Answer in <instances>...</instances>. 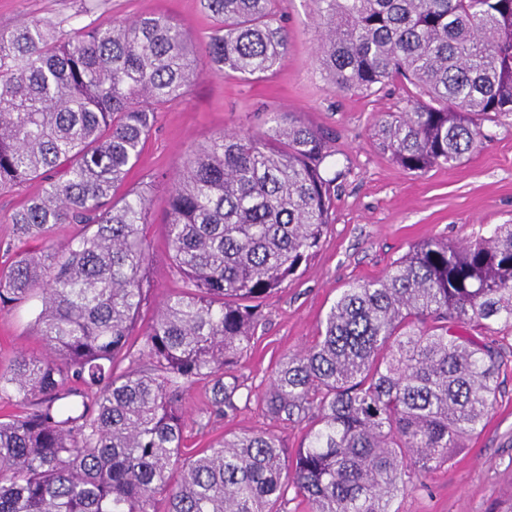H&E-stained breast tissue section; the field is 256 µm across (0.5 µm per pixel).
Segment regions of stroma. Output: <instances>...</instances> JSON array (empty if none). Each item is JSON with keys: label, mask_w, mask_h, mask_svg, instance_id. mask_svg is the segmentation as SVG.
<instances>
[{"label": "stroma", "mask_w": 512, "mask_h": 512, "mask_svg": "<svg viewBox=\"0 0 512 512\" xmlns=\"http://www.w3.org/2000/svg\"><path fill=\"white\" fill-rule=\"evenodd\" d=\"M278 9L290 35L287 56L258 79L214 74L201 59L184 97L166 104L143 151L129 172L124 190L151 181L152 301L177 293L181 280L168 257L163 224L170 178L183 166L191 147L227 130L273 122L290 112L331 138L334 162L343 173L331 190L333 207L314 257L286 279L263 304L264 318L250 350L233 372L251 398L238 411L214 416L206 433L196 422L209 400L197 385L185 396L188 445L205 447L224 433L265 430L285 448L303 443L301 423H282L266 410L263 397L279 362L315 343L320 323L343 288L355 280L381 277L410 245L438 237L457 242L486 236L496 225L512 222V114L485 123L488 138L451 168L419 174L403 169L375 146V121L402 111L409 87L395 82L374 96L337 91L321 75L315 57L321 30L312 0H280ZM164 15L194 40H205L216 21L200 0H0V28L27 18L62 30L94 20H128ZM30 307L0 312V368L18 353L44 351L32 326ZM500 371L497 402L483 431L469 439L448 464L430 472L426 489L398 497L395 512H506L512 507V337Z\"/></svg>", "instance_id": "35a3bbf8"}]
</instances>
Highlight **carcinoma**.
Returning <instances> with one entry per match:
<instances>
[{
    "label": "carcinoma",
    "instance_id": "obj_1",
    "mask_svg": "<svg viewBox=\"0 0 512 512\" xmlns=\"http://www.w3.org/2000/svg\"><path fill=\"white\" fill-rule=\"evenodd\" d=\"M278 0H203L204 43L165 16L94 21L70 34L38 20L0 29V188L42 178L10 217L40 248L0 269V311L38 302L47 348L0 369V512H396L422 477L479 434L512 333V224L463 243L412 245L379 279L343 289L318 340L270 377L269 414L308 425L288 455L263 430L188 449L183 398L210 385L237 410L231 372L261 302L307 262L329 223L328 135L287 113L260 132L194 147L175 175L165 230L183 288L149 301L150 196L117 191L157 112L183 97L200 55L218 74L260 77L287 55ZM316 57L340 92L400 80L403 112L375 124L402 168L454 166L483 124L512 113V0H314ZM428 101H422V98ZM58 224H77L53 247ZM488 332L481 341L464 325Z\"/></svg>",
    "mask_w": 512,
    "mask_h": 512
}]
</instances>
